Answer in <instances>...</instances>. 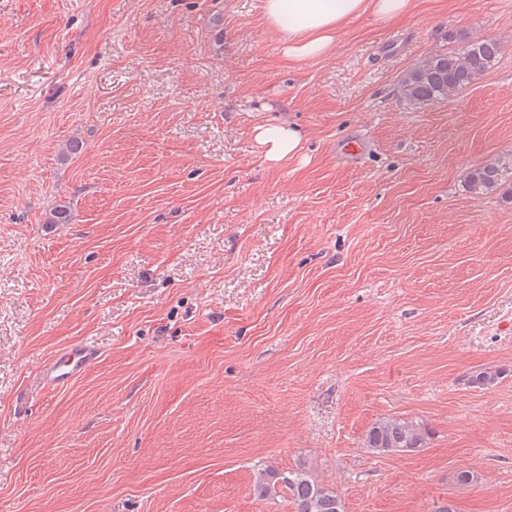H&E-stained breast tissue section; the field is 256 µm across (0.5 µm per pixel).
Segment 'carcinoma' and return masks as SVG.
I'll return each instance as SVG.
<instances>
[{
    "instance_id": "carcinoma-1",
    "label": "carcinoma",
    "mask_w": 512,
    "mask_h": 512,
    "mask_svg": "<svg viewBox=\"0 0 512 512\" xmlns=\"http://www.w3.org/2000/svg\"><path fill=\"white\" fill-rule=\"evenodd\" d=\"M455 51H436L408 69L398 87L400 99L412 110H421L446 102L478 81L493 68L501 55V43L489 38L459 37ZM464 183L475 200H481L505 186H512V152L466 169ZM71 206L56 204L46 214L47 224H69ZM498 372L488 368L466 374L469 385L489 388L496 384ZM428 431L423 422L413 419L382 417L366 432L364 447L371 454L391 455L415 452L423 447ZM258 500L283 498L293 512H344L337 491L324 484L300 462L288 471L261 468L253 481Z\"/></svg>"
}]
</instances>
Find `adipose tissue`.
<instances>
[{
    "label": "adipose tissue",
    "mask_w": 512,
    "mask_h": 512,
    "mask_svg": "<svg viewBox=\"0 0 512 512\" xmlns=\"http://www.w3.org/2000/svg\"><path fill=\"white\" fill-rule=\"evenodd\" d=\"M412 5L413 0H265L264 15L284 34L285 55L304 60L330 53L346 21L366 14L396 19L409 13ZM255 138L272 162L294 155L301 143L300 132L285 121L256 127Z\"/></svg>",
    "instance_id": "adipose-tissue-1"
}]
</instances>
